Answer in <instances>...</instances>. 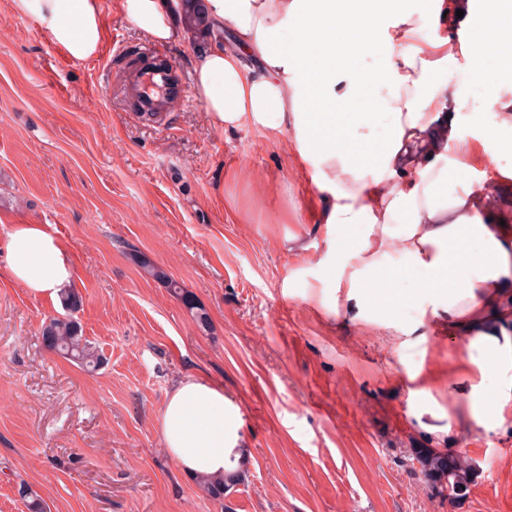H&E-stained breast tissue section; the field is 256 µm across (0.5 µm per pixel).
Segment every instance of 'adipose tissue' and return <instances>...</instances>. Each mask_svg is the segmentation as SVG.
Listing matches in <instances>:
<instances>
[{
    "label": "adipose tissue",
    "instance_id": "adipose-tissue-1",
    "mask_svg": "<svg viewBox=\"0 0 512 512\" xmlns=\"http://www.w3.org/2000/svg\"><path fill=\"white\" fill-rule=\"evenodd\" d=\"M204 0L213 29L229 30L237 50L199 49L182 29L179 0H121L124 15L146 37L181 43L195 61V95L212 128L250 126L298 133L300 166L327 196L322 215L332 245L330 287L304 292L328 314L373 326L385 337L411 384L410 414L434 402L439 382L409 352L426 354L432 327L463 334L467 348L448 373L457 396L439 427L447 444L454 428L494 432L512 424V237L486 223L472 170L454 154L461 120L449 98L482 80L495 62L512 86V51L467 45L468 70L456 74L450 56L428 62L414 43L429 35L447 47L448 14L457 0ZM17 14L34 17L53 45L72 61L104 47L103 0H14ZM368 23L374 42L338 43L336 27ZM380 56L377 118L388 132H364L367 113L355 111L363 56ZM461 186L458 194L450 186ZM7 274L32 295L52 299L74 281L67 245L41 224L15 225L7 245ZM418 277L411 293L398 288L402 271ZM388 286L375 296L372 285ZM413 304L414 319L401 310ZM239 407L222 384L200 374L167 393L159 432L170 458L189 476L223 474L245 447Z\"/></svg>",
    "mask_w": 512,
    "mask_h": 512
}]
</instances>
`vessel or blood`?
<instances>
[{"instance_id": "obj_1", "label": "vessel or blood", "mask_w": 512, "mask_h": 512, "mask_svg": "<svg viewBox=\"0 0 512 512\" xmlns=\"http://www.w3.org/2000/svg\"><path fill=\"white\" fill-rule=\"evenodd\" d=\"M122 94L139 112H172L189 101L181 68L168 59L163 46L146 44Z\"/></svg>"}]
</instances>
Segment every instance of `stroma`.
Here are the masks:
<instances>
[{
    "label": "stroma",
    "mask_w": 512,
    "mask_h": 512,
    "mask_svg": "<svg viewBox=\"0 0 512 512\" xmlns=\"http://www.w3.org/2000/svg\"><path fill=\"white\" fill-rule=\"evenodd\" d=\"M106 45L76 63L35 19L0 0V512H27V483L49 512H512V426L456 430L474 472L455 501L428 497L417 448L435 445L408 416L396 359L372 327L329 316L301 294L326 285L324 199L295 163L293 131L212 129L191 99L159 124L128 112L127 51L147 42L103 0ZM123 53H115L114 42ZM499 82L486 66L448 109L481 124ZM456 149L475 177H510L488 222L512 229V152L488 157L465 126ZM44 224L72 255L76 317L105 356L94 373L48 352L40 330L62 315L4 273L14 225ZM144 255L207 310L141 276ZM201 373L241 408L248 480L206 498L164 449L171 385Z\"/></svg>",
    "instance_id": "stroma-1"
}]
</instances>
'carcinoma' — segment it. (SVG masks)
<instances>
[{
	"label": "carcinoma",
	"mask_w": 512,
	"mask_h": 512,
	"mask_svg": "<svg viewBox=\"0 0 512 512\" xmlns=\"http://www.w3.org/2000/svg\"><path fill=\"white\" fill-rule=\"evenodd\" d=\"M193 2L195 0H184L181 8L201 44L204 45L213 38L224 37V33L210 29L205 16L200 14L199 8H190ZM135 261L145 276L164 284L170 294L182 302L191 313L199 330L205 332L209 329V314L193 294L185 290L178 281L171 278L147 257L137 255ZM61 303L63 308L70 311V314L52 318L43 325L41 340L44 348L77 362L87 372L93 373L99 370L105 360L102 351L96 343L85 336L81 323L71 316V313L77 311L82 305V297L79 293L70 291L61 296ZM415 454L421 463V473L431 496H441L451 502L461 495L471 472L470 464L465 459L435 455L427 448H417ZM247 474L246 460L243 459L235 468L225 471L222 476H199L196 482L206 497L221 502L235 492V488L245 483ZM18 495L27 512H47L45 501L26 483L22 482L18 485Z\"/></svg>",
	"instance_id": "cac0c4a2"
}]
</instances>
